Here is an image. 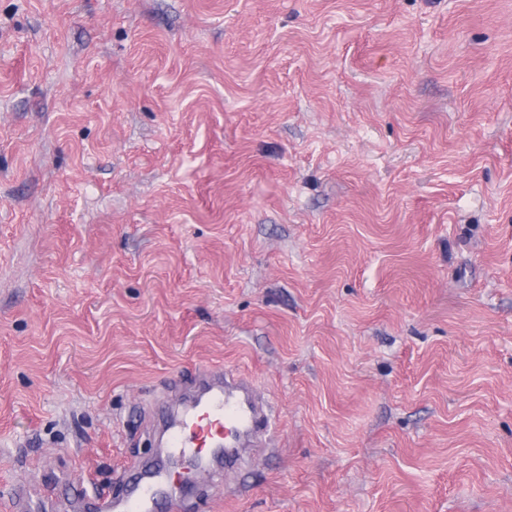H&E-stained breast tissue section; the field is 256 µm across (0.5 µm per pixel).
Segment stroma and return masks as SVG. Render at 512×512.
<instances>
[{
    "mask_svg": "<svg viewBox=\"0 0 512 512\" xmlns=\"http://www.w3.org/2000/svg\"><path fill=\"white\" fill-rule=\"evenodd\" d=\"M202 366L271 427L189 512H512V0H0V492Z\"/></svg>",
    "mask_w": 512,
    "mask_h": 512,
    "instance_id": "1",
    "label": "stroma"
}]
</instances>
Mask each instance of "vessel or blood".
Segmentation results:
<instances>
[{"instance_id":"b4317fda","label":"vessel or blood","mask_w":512,"mask_h":512,"mask_svg":"<svg viewBox=\"0 0 512 512\" xmlns=\"http://www.w3.org/2000/svg\"><path fill=\"white\" fill-rule=\"evenodd\" d=\"M195 381L198 393L168 428L167 450L205 468L216 449L225 459L239 453L245 441L266 434L270 419L245 376L206 369ZM173 476L156 469L138 476L130 492L113 497L108 512H184L185 500L172 486Z\"/></svg>"}]
</instances>
